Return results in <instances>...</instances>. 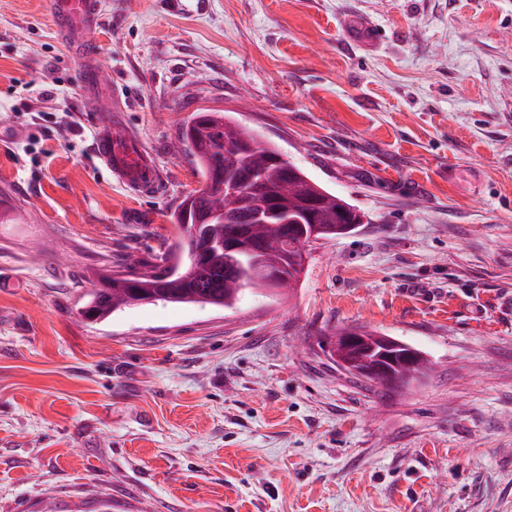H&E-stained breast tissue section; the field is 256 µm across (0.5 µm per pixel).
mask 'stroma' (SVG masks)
<instances>
[{
	"instance_id": "1",
	"label": "stroma",
	"mask_w": 512,
	"mask_h": 512,
	"mask_svg": "<svg viewBox=\"0 0 512 512\" xmlns=\"http://www.w3.org/2000/svg\"><path fill=\"white\" fill-rule=\"evenodd\" d=\"M102 83L153 155L137 197L49 0H0V512H512V0H101ZM231 113L357 206L289 294L79 311L187 258L178 136ZM361 326L425 353L380 394ZM388 358V356L380 358V362H377L371 369L367 370L355 369L352 367L351 362L339 358L336 359V362L341 370L367 384L375 385L381 381L382 377L391 375V369L385 364V362H388Z\"/></svg>"
}]
</instances>
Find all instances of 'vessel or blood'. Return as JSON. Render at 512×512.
<instances>
[{
	"label": "vessel or blood",
	"instance_id": "b4317fda",
	"mask_svg": "<svg viewBox=\"0 0 512 512\" xmlns=\"http://www.w3.org/2000/svg\"><path fill=\"white\" fill-rule=\"evenodd\" d=\"M52 20L62 40L81 57L84 81L97 84L96 48L84 40V30L101 21L99 0H50ZM95 155L103 165L135 193L153 196L160 191L161 175L137 138L125 132L116 104H109L98 124Z\"/></svg>",
	"mask_w": 512,
	"mask_h": 512
}]
</instances>
